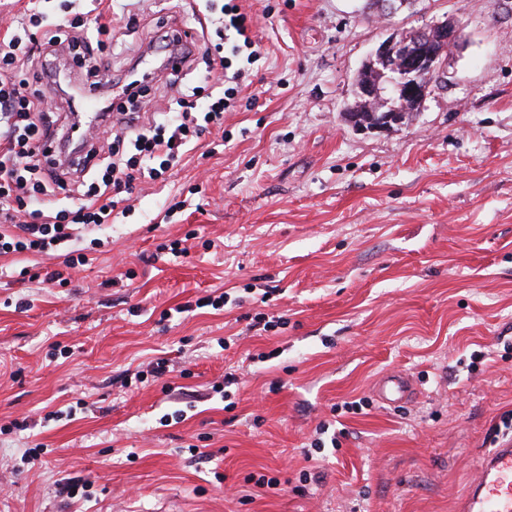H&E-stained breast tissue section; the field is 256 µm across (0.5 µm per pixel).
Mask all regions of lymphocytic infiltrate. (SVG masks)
Instances as JSON below:
<instances>
[{
    "mask_svg": "<svg viewBox=\"0 0 512 512\" xmlns=\"http://www.w3.org/2000/svg\"><path fill=\"white\" fill-rule=\"evenodd\" d=\"M22 15L0 11V256L45 255L64 249L62 268H46L45 283L63 282L66 271L92 264L86 237L111 223L135 182L166 185L202 136L224 130L226 88L244 71L231 59L255 50L252 18L227 0H203L223 32L222 42L200 50L198 37L179 43L160 36L155 55L180 54L182 69L168 72L176 85L182 70L204 61L209 85L182 92L174 109L149 111L143 80L125 76V106L112 109V71L99 61L116 27L111 5L56 18L29 0ZM105 102L96 125L78 119L84 88ZM69 190L72 206L57 207V190Z\"/></svg>",
    "mask_w": 512,
    "mask_h": 512,
    "instance_id": "obj_1",
    "label": "lymphocytic infiltrate"
}]
</instances>
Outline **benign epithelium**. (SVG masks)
I'll list each match as a JSON object with an SVG mask.
<instances>
[{
  "label": "benign epithelium",
  "instance_id": "obj_1",
  "mask_svg": "<svg viewBox=\"0 0 512 512\" xmlns=\"http://www.w3.org/2000/svg\"><path fill=\"white\" fill-rule=\"evenodd\" d=\"M440 40L454 43L460 31L452 21L432 25ZM429 30L414 41L391 35L379 43L357 71L354 99L375 105L367 116L354 104L343 109L345 121L356 131H390L421 110L439 77L442 51L421 45Z\"/></svg>",
  "mask_w": 512,
  "mask_h": 512
}]
</instances>
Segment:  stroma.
Wrapping results in <instances>:
<instances>
[{
  "mask_svg": "<svg viewBox=\"0 0 512 512\" xmlns=\"http://www.w3.org/2000/svg\"><path fill=\"white\" fill-rule=\"evenodd\" d=\"M238 2L261 58L223 145L139 184L70 284L5 259L0 512H456L512 413V0ZM144 9L114 75L158 20L199 26L188 0ZM449 18L422 111L348 127L367 55ZM206 294L224 307L176 313ZM391 372L415 388L398 407L372 398ZM324 423L340 445L318 451ZM251 474L280 491L239 504Z\"/></svg>",
  "mask_w": 512,
  "mask_h": 512,
  "instance_id": "obj_1",
  "label": "stroma"
}]
</instances>
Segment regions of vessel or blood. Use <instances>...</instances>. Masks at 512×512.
<instances>
[{
    "mask_svg": "<svg viewBox=\"0 0 512 512\" xmlns=\"http://www.w3.org/2000/svg\"><path fill=\"white\" fill-rule=\"evenodd\" d=\"M377 398L392 406L411 396L407 377L388 375L375 388ZM459 512H512V439L499 443L484 458L478 478L458 504Z\"/></svg>",
    "mask_w": 512,
    "mask_h": 512,
    "instance_id": "obj_1",
    "label": "vessel or blood"
}]
</instances>
